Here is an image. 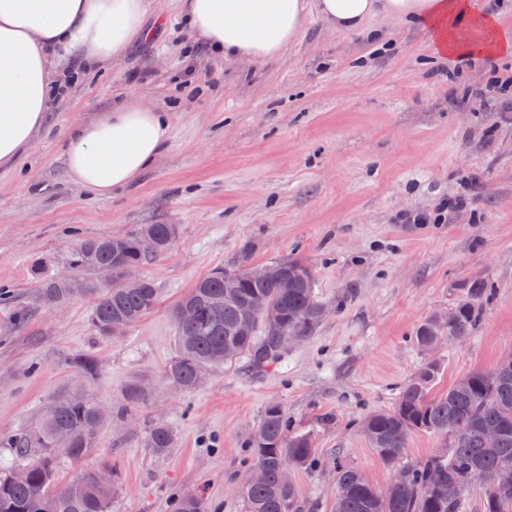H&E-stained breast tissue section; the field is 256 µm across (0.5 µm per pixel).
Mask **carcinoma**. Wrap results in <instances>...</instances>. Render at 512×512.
<instances>
[{
  "mask_svg": "<svg viewBox=\"0 0 512 512\" xmlns=\"http://www.w3.org/2000/svg\"><path fill=\"white\" fill-rule=\"evenodd\" d=\"M173 224H143L123 236L81 241L73 250L71 269L80 274V293L93 298L89 320L99 336H112L111 327L121 322L130 327L152 312L159 303L158 289L148 279L136 275L147 260L165 255L173 242ZM110 270L103 281L96 269ZM261 278L250 269L216 270L200 279L191 292L173 308L172 315L185 308L196 310L190 324L174 320L175 353L165 365L164 378L173 387L189 391L199 386L200 375L238 357H250L261 366L281 354L282 335L303 339L319 322L321 305L315 292L310 267L297 259L265 265ZM464 294L455 305L452 322L439 318L425 320L417 328L415 342L431 349L440 339L451 336L465 340L480 321L481 303L488 298L486 282L473 278L464 285ZM75 289L55 277L40 281V297L48 307L65 304ZM259 294L267 300V310L250 325V334L238 335L243 305ZM224 298L215 308L212 297ZM440 366L423 364L399 392L389 410L368 414L362 429L371 447L383 462L395 468L398 482L383 494L367 483L353 466L336 462L338 485L347 489L334 498L331 512H467L465 496L448 497V484L469 488L483 485L481 512H512V370H476L468 373L441 394L433 393ZM102 422L99 405L84 393L70 392L57 399L41 422L7 438L14 454L26 459L27 475L22 482L11 479L13 468L0 463V512H111L114 484L96 479L97 469L79 476L84 485L80 496H72L68 486L57 482L61 458L80 461L95 448ZM496 426L502 431L499 447L485 444L484 431ZM66 431L71 442L56 445V435ZM425 431L444 437L448 455L429 456L418 464L402 459L410 435ZM148 447L162 456L175 445V434L164 422L147 431ZM253 463L249 471L261 470L265 480L239 483L236 492L245 512H299L293 483H284L281 473L309 468L315 448L306 434L289 430L288 416L278 404L267 406L249 442ZM172 512H206L198 495H184L172 504Z\"/></svg>",
  "mask_w": 512,
  "mask_h": 512,
  "instance_id": "obj_1",
  "label": "carcinoma"
}]
</instances>
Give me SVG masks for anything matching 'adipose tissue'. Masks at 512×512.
Here are the masks:
<instances>
[{
    "label": "adipose tissue",
    "mask_w": 512,
    "mask_h": 512,
    "mask_svg": "<svg viewBox=\"0 0 512 512\" xmlns=\"http://www.w3.org/2000/svg\"><path fill=\"white\" fill-rule=\"evenodd\" d=\"M147 8V0H0V164L29 149L69 62L122 58L146 37ZM309 8L340 32L366 31L378 15L422 25L433 53L451 65L463 55H512V38L481 0H183V21L224 58L259 62L296 38ZM465 26L477 40H462ZM168 137L165 113L124 106L71 128L66 167L79 186L103 196L130 184Z\"/></svg>",
    "instance_id": "ef3b65f1"
}]
</instances>
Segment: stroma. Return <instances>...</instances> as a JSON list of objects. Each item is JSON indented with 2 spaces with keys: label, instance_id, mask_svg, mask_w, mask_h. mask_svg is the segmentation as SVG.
<instances>
[{
  "label": "stroma",
  "instance_id": "1",
  "mask_svg": "<svg viewBox=\"0 0 512 512\" xmlns=\"http://www.w3.org/2000/svg\"><path fill=\"white\" fill-rule=\"evenodd\" d=\"M148 2L150 38L73 83L27 155L0 167V436L38 424L79 383L114 418L92 455L61 460L60 480L105 464L112 512H170L189 493L207 512H244L233 486L276 403L322 460L291 474L302 512H330L335 462L376 488L390 483L360 422L392 407L421 364L440 365L439 394L512 355V112L480 98L512 59L450 69L423 29L374 18L384 49L311 12L275 57L227 61L197 45L182 0ZM124 104L167 112L170 136L132 183L99 197L72 182L64 142L75 123ZM460 195L467 206L451 222L408 223ZM142 224L176 227L170 251L138 270L159 292L152 313L102 339L88 322L92 298L42 303L40 278L67 271L76 243ZM292 258L312 267L327 310L312 334L270 365L243 357L193 391L168 385L178 300L215 270ZM474 277L491 290L478 328L421 350L417 327L446 315ZM86 353L98 374L83 382ZM135 381L150 398L132 407ZM155 421L176 435L163 456L145 443Z\"/></svg>",
  "mask_w": 512,
  "mask_h": 512
}]
</instances>
